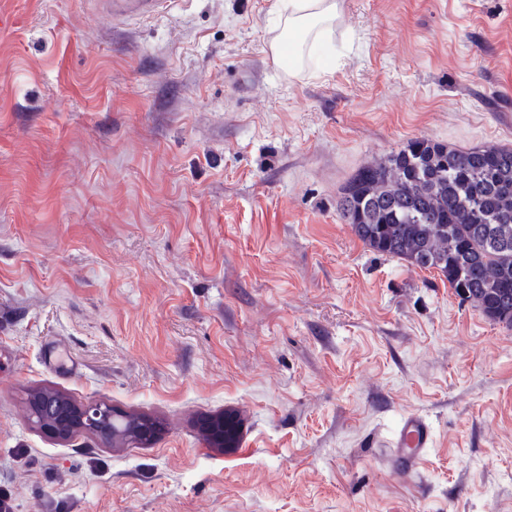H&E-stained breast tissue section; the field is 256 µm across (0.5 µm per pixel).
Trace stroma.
I'll return each mask as SVG.
<instances>
[{
  "mask_svg": "<svg viewBox=\"0 0 512 512\" xmlns=\"http://www.w3.org/2000/svg\"><path fill=\"white\" fill-rule=\"evenodd\" d=\"M277 0H0V497L12 512H512V330L368 250L344 185L414 138L512 148V0H342L278 65ZM103 400L150 442L51 438ZM243 403L232 468L199 421ZM431 422L393 469L403 415ZM112 10L108 13L113 21H125L129 19H147L154 16L161 9L167 7L169 0H114ZM433 434L428 419L420 413L406 415L394 441L393 464L398 472L409 475L423 460L427 448H432Z\"/></svg>",
  "mask_w": 512,
  "mask_h": 512,
  "instance_id": "stroma-1",
  "label": "stroma"
}]
</instances>
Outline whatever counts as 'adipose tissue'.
Listing matches in <instances>:
<instances>
[{"label": "adipose tissue", "mask_w": 512, "mask_h": 512, "mask_svg": "<svg viewBox=\"0 0 512 512\" xmlns=\"http://www.w3.org/2000/svg\"><path fill=\"white\" fill-rule=\"evenodd\" d=\"M281 33L271 48L283 61L288 48L303 50L333 32L339 16V0H278Z\"/></svg>", "instance_id": "obj_1"}]
</instances>
